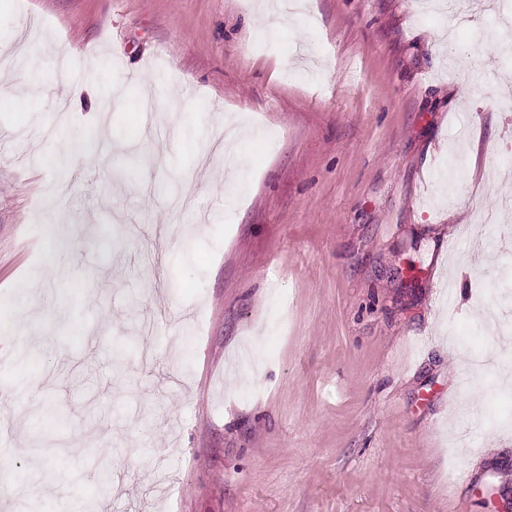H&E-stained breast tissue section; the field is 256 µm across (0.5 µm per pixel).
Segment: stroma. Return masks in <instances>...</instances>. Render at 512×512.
Listing matches in <instances>:
<instances>
[{"label": "stroma", "instance_id": "1", "mask_svg": "<svg viewBox=\"0 0 512 512\" xmlns=\"http://www.w3.org/2000/svg\"><path fill=\"white\" fill-rule=\"evenodd\" d=\"M288 2L0 0V69L57 87L0 94V512L512 499V386L456 381L512 301V0ZM70 251L71 245L68 241L58 240L55 242L51 257L44 270V275L57 279L68 276L71 272Z\"/></svg>", "mask_w": 512, "mask_h": 512}]
</instances>
